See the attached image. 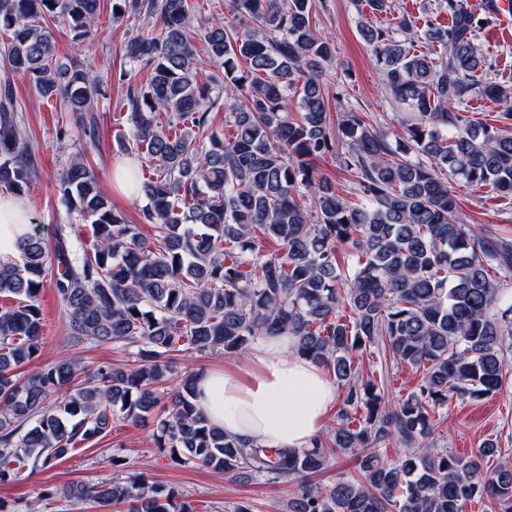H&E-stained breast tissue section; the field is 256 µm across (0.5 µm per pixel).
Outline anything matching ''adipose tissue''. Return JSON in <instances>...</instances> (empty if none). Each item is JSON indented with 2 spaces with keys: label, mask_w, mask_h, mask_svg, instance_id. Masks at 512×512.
<instances>
[{
  "label": "adipose tissue",
  "mask_w": 512,
  "mask_h": 512,
  "mask_svg": "<svg viewBox=\"0 0 512 512\" xmlns=\"http://www.w3.org/2000/svg\"><path fill=\"white\" fill-rule=\"evenodd\" d=\"M29 232L26 199L0 194V259L16 257ZM197 402L209 421L246 446L311 447L324 430L336 387L288 335L262 336L244 361L196 376Z\"/></svg>",
  "instance_id": "ef3b65f1"
}]
</instances>
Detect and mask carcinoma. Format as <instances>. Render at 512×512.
Listing matches in <instances>:
<instances>
[{"mask_svg":"<svg viewBox=\"0 0 512 512\" xmlns=\"http://www.w3.org/2000/svg\"><path fill=\"white\" fill-rule=\"evenodd\" d=\"M313 4L228 0L231 17L200 33L203 59L190 0H112L114 20L155 19L124 44L125 59L148 75L127 91L129 135L118 136L115 153L140 162L132 181L154 237L127 222L77 154L58 188L90 225L91 243L74 248L75 225L58 224L53 245L29 234L18 257L0 260V296L11 298L0 305V482L150 416L155 445L173 462H200L231 481L291 485L288 512H464L477 498L512 512V462L482 471L479 459L497 452L492 442L474 458L438 447L431 416L453 396L495 393L508 375L512 241L467 223L452 186L512 198V88L486 77L476 44L497 4L485 0L480 18L466 0H441L451 24L423 22L434 58L395 36L417 28L415 17L362 25L383 85L413 111L399 151L364 113L331 116L326 64L336 47L317 29ZM100 15V0H0L10 66L36 95L61 98L90 139L96 79L60 60L47 22L83 43ZM207 59L222 65L224 80L198 79ZM476 92L503 104L496 124L459 108ZM220 106L229 109L225 132H211L210 111ZM328 155L353 177L357 200L318 171ZM37 166L6 81L0 188L25 196ZM266 242L277 249L265 251ZM345 243L356 252L350 273L338 258ZM48 287L68 320V343H120L127 359L88 367L62 355L25 375L42 349ZM281 333L345 389L336 426L310 448H246L210 424L195 374L166 386L185 352L241 357L258 337ZM379 344L422 371L418 390L394 405L355 364V353ZM391 442L405 445L393 459ZM338 452L354 457L357 473L315 481ZM59 496L99 512L205 510L143 473L70 482Z\"/></svg>","mask_w":512,"mask_h":512,"instance_id":"obj_1","label":"carcinoma"}]
</instances>
